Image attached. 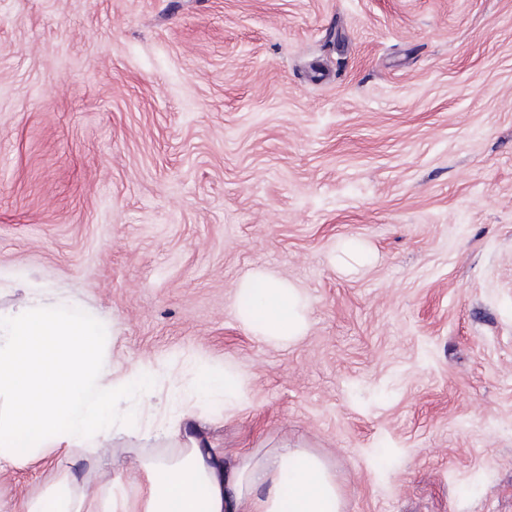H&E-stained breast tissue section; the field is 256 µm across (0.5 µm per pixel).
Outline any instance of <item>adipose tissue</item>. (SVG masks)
I'll list each match as a JSON object with an SVG mask.
<instances>
[{
	"label": "adipose tissue",
	"mask_w": 512,
	"mask_h": 512,
	"mask_svg": "<svg viewBox=\"0 0 512 512\" xmlns=\"http://www.w3.org/2000/svg\"><path fill=\"white\" fill-rule=\"evenodd\" d=\"M242 321L277 343L301 336L302 305L289 283L255 271L238 287ZM107 330L74 296L29 288L17 308L0 310V460L29 461L59 452L95 467L103 440L140 436V414L153 405V387L168 361L145 358L130 367L102 353ZM194 402H183L171 383L177 412L158 434L177 441L173 458L141 459L138 476L125 481L113 463L97 489L69 476L61 489L25 497L13 512H343V493L330 461L308 448H254L226 461L197 408L214 402L225 411L246 402L244 383L231 367H200L190 384Z\"/></svg>",
	"instance_id": "1"
}]
</instances>
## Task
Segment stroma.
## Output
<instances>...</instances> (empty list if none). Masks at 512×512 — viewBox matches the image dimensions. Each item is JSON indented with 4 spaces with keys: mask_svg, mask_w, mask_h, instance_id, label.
I'll list each match as a JSON object with an SVG mask.
<instances>
[{
    "mask_svg": "<svg viewBox=\"0 0 512 512\" xmlns=\"http://www.w3.org/2000/svg\"><path fill=\"white\" fill-rule=\"evenodd\" d=\"M35 283L114 361L236 363L216 443L328 454L345 512H512V0H0V309ZM245 302L242 322L267 341L287 342L302 336L305 321L296 288L275 280L268 273L254 271L239 284Z\"/></svg>",
    "mask_w": 512,
    "mask_h": 512,
    "instance_id": "35a3bbf8",
    "label": "stroma"
}]
</instances>
